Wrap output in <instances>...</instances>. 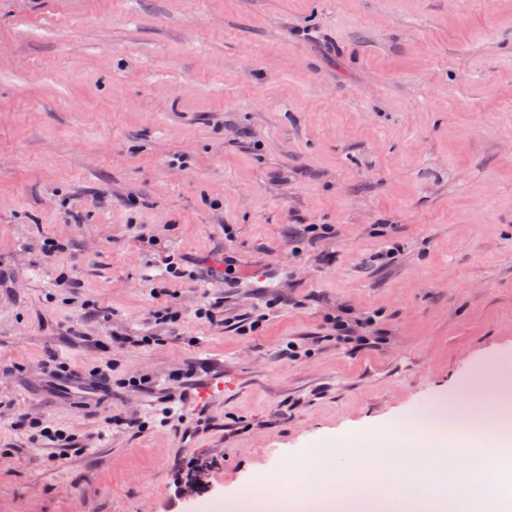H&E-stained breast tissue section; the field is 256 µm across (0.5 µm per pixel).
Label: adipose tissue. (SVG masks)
<instances>
[{"label":"adipose tissue","instance_id":"adipose-tissue-1","mask_svg":"<svg viewBox=\"0 0 512 512\" xmlns=\"http://www.w3.org/2000/svg\"><path fill=\"white\" fill-rule=\"evenodd\" d=\"M511 393L499 383L498 368L488 365L447 395L449 405L470 407L488 397L505 399ZM400 448H350L307 454L300 466L284 469L270 479L272 490L287 486L303 502L325 490H353L368 498L385 495L405 506L420 497L431 505H449V512H512V447L497 439L457 438L424 444L422 433L398 423Z\"/></svg>","mask_w":512,"mask_h":512}]
</instances>
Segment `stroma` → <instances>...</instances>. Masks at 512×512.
Segmentation results:
<instances>
[{
  "label": "stroma",
  "mask_w": 512,
  "mask_h": 512,
  "mask_svg": "<svg viewBox=\"0 0 512 512\" xmlns=\"http://www.w3.org/2000/svg\"><path fill=\"white\" fill-rule=\"evenodd\" d=\"M495 363L512 0H0V512H202ZM163 394L216 428L175 435Z\"/></svg>",
  "instance_id": "1"
}]
</instances>
